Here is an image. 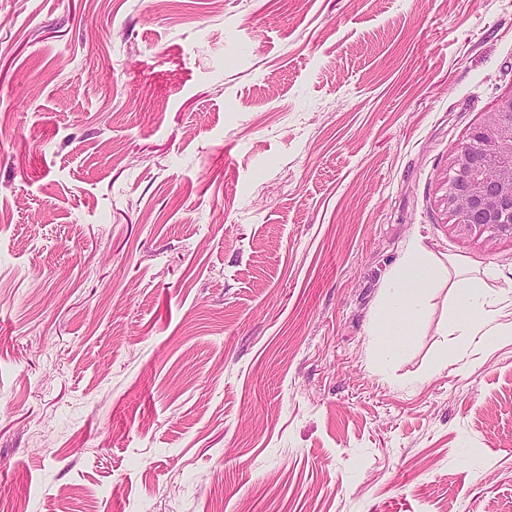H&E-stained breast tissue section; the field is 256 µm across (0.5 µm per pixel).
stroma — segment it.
Here are the masks:
<instances>
[{
  "label": "stroma",
  "instance_id": "obj_1",
  "mask_svg": "<svg viewBox=\"0 0 512 512\" xmlns=\"http://www.w3.org/2000/svg\"><path fill=\"white\" fill-rule=\"evenodd\" d=\"M512 0H0V512H512V243L448 159ZM437 288L393 357L412 242ZM447 273L445 264L417 243L398 260L385 288L390 316L384 332L395 336V343L400 344L406 336L414 335L412 314L423 306L443 277L447 278ZM457 312L449 322L442 336H448V328L459 336H467L470 340L482 341L492 330L496 311L491 299L492 286L483 278L476 276L462 277L452 284Z\"/></svg>",
  "mask_w": 512,
  "mask_h": 512
}]
</instances>
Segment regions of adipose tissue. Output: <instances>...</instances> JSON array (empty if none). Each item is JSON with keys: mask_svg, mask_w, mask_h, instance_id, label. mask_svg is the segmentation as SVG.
I'll return each instance as SVG.
<instances>
[{"mask_svg": "<svg viewBox=\"0 0 512 512\" xmlns=\"http://www.w3.org/2000/svg\"><path fill=\"white\" fill-rule=\"evenodd\" d=\"M448 273L445 264L424 247L411 245L394 266L386 288L390 316L385 331L396 342L414 332V315ZM457 311L449 322L451 332L472 340L483 339L491 330L496 311L492 287L483 278L468 276L452 285Z\"/></svg>", "mask_w": 512, "mask_h": 512, "instance_id": "adipose-tissue-1", "label": "adipose tissue"}]
</instances>
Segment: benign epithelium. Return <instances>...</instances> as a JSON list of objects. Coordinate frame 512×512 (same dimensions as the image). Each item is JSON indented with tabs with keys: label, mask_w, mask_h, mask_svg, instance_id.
Here are the masks:
<instances>
[{
	"label": "benign epithelium",
	"mask_w": 512,
	"mask_h": 512,
	"mask_svg": "<svg viewBox=\"0 0 512 512\" xmlns=\"http://www.w3.org/2000/svg\"><path fill=\"white\" fill-rule=\"evenodd\" d=\"M440 202L458 236L512 241V94L455 147Z\"/></svg>",
	"instance_id": "obj_1"
}]
</instances>
